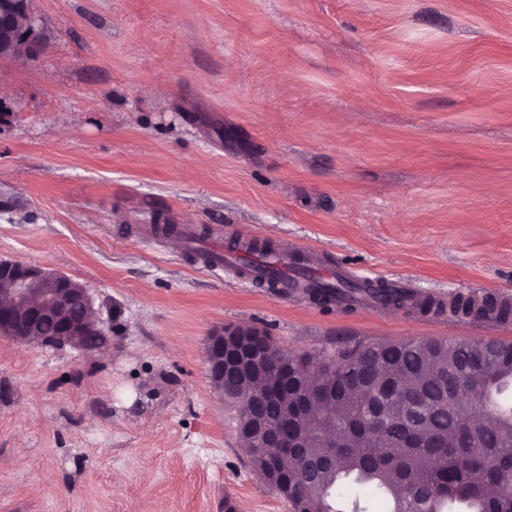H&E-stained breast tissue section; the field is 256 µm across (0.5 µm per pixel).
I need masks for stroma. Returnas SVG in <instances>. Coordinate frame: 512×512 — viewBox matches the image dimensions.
<instances>
[{"mask_svg": "<svg viewBox=\"0 0 512 512\" xmlns=\"http://www.w3.org/2000/svg\"><path fill=\"white\" fill-rule=\"evenodd\" d=\"M0 58V259L84 284L105 346L0 336V512H292L207 339L291 354L512 341V322L324 308L201 247L311 246L357 280L512 297V0H30Z\"/></svg>", "mask_w": 512, "mask_h": 512, "instance_id": "stroma-1", "label": "stroma"}]
</instances>
